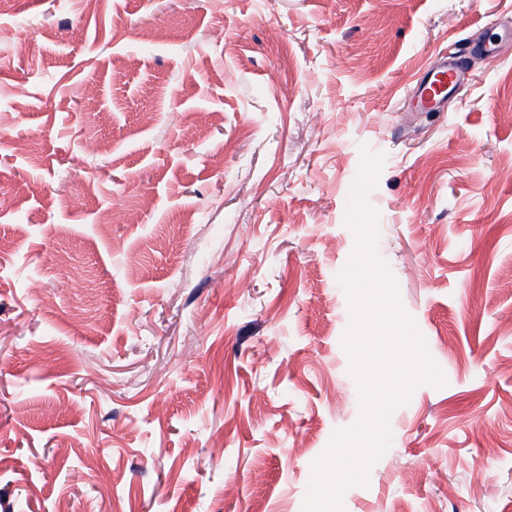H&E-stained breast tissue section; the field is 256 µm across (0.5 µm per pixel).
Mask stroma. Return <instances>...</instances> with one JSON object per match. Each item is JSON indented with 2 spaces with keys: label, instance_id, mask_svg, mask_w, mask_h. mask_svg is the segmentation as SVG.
Wrapping results in <instances>:
<instances>
[{
  "label": "stroma",
  "instance_id": "stroma-1",
  "mask_svg": "<svg viewBox=\"0 0 512 512\" xmlns=\"http://www.w3.org/2000/svg\"><path fill=\"white\" fill-rule=\"evenodd\" d=\"M460 50L461 100L415 111ZM366 151L445 383L343 512H512V0L0 5V512H301L361 413L338 275Z\"/></svg>",
  "mask_w": 512,
  "mask_h": 512
}]
</instances>
